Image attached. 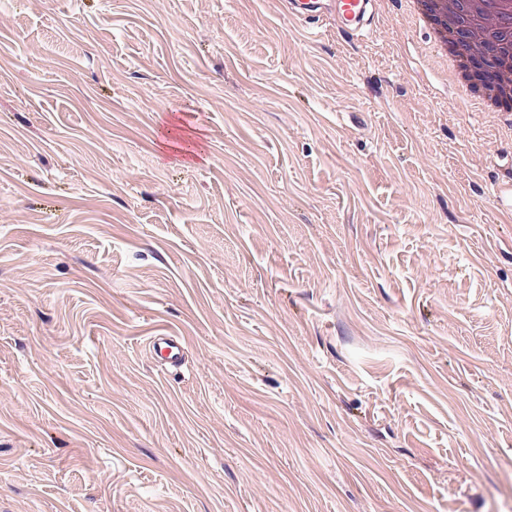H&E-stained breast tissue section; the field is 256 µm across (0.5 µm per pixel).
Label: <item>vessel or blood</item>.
Returning a JSON list of instances; mask_svg holds the SVG:
<instances>
[{"mask_svg": "<svg viewBox=\"0 0 512 512\" xmlns=\"http://www.w3.org/2000/svg\"><path fill=\"white\" fill-rule=\"evenodd\" d=\"M375 0H286L290 13L307 22V33L317 37L327 28H335L345 37L370 32ZM150 345L164 367L179 366L184 358L183 342L179 337L158 334L151 337Z\"/></svg>", "mask_w": 512, "mask_h": 512, "instance_id": "obj_1", "label": "vessel or blood"}]
</instances>
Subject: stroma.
Listing matches in <instances>:
<instances>
[{
	"instance_id": "obj_1",
	"label": "stroma",
	"mask_w": 512,
	"mask_h": 512,
	"mask_svg": "<svg viewBox=\"0 0 512 512\" xmlns=\"http://www.w3.org/2000/svg\"><path fill=\"white\" fill-rule=\"evenodd\" d=\"M375 22L0 0V512H512V135ZM150 345L161 359V365L165 368H174L179 366L184 358L183 342L178 336H169L167 334H157L150 337Z\"/></svg>"
}]
</instances>
